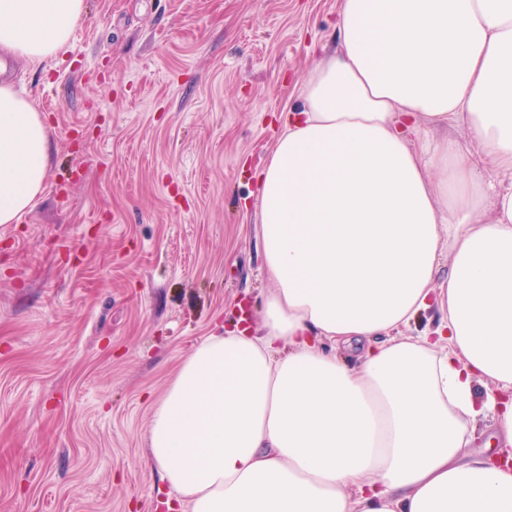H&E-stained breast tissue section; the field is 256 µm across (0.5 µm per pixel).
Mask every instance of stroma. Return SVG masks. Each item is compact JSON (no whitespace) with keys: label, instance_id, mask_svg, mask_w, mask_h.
I'll return each mask as SVG.
<instances>
[{"label":"stroma","instance_id":"obj_1","mask_svg":"<svg viewBox=\"0 0 512 512\" xmlns=\"http://www.w3.org/2000/svg\"><path fill=\"white\" fill-rule=\"evenodd\" d=\"M15 90L52 136L0 224V512H166L153 407L238 305L263 320L254 171L334 50L338 0H85Z\"/></svg>","mask_w":512,"mask_h":512}]
</instances>
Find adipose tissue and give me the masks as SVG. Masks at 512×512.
I'll list each match as a JSON object with an SVG mask.
<instances>
[{
  "instance_id": "1",
  "label": "adipose tissue",
  "mask_w": 512,
  "mask_h": 512,
  "mask_svg": "<svg viewBox=\"0 0 512 512\" xmlns=\"http://www.w3.org/2000/svg\"><path fill=\"white\" fill-rule=\"evenodd\" d=\"M84 12L0 0V55L41 67ZM336 42L255 172L262 328L193 345L155 405L165 505L512 512V0H340ZM428 123L465 127L486 166ZM51 153L0 83V224L43 193ZM489 419L494 454L473 449Z\"/></svg>"
}]
</instances>
